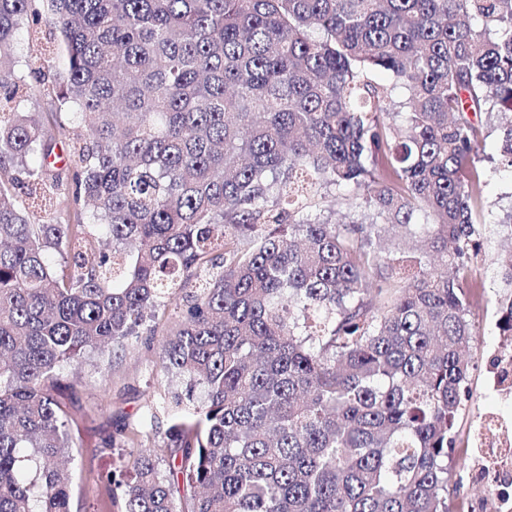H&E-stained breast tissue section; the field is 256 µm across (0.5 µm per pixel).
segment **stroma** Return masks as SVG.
Wrapping results in <instances>:
<instances>
[{
  "label": "stroma",
  "instance_id": "35a3bbf8",
  "mask_svg": "<svg viewBox=\"0 0 512 512\" xmlns=\"http://www.w3.org/2000/svg\"><path fill=\"white\" fill-rule=\"evenodd\" d=\"M507 244L502 236H488L476 261L483 295L473 305L472 312L480 336L471 350L474 361L470 376L472 396L456 424V455L450 477L458 483L460 492L453 500V512H488V485L472 473L477 458L475 448L468 446L465 436L469 422L485 408L512 417V403L498 400L492 392L490 373L495 351L506 343L496 326L499 318L496 296L501 285L491 261ZM157 352V344L142 342L106 355L90 351L59 371L62 390L77 408L70 424L74 440L70 468L72 495L82 512H105L106 478L121 470L118 455L100 448L105 432L117 422L137 427L149 404L154 405L159 418L167 416L164 385L155 375Z\"/></svg>",
  "mask_w": 512,
  "mask_h": 512
}]
</instances>
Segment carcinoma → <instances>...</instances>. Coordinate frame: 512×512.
Listing matches in <instances>:
<instances>
[{"mask_svg":"<svg viewBox=\"0 0 512 512\" xmlns=\"http://www.w3.org/2000/svg\"><path fill=\"white\" fill-rule=\"evenodd\" d=\"M41 18L51 127L15 72ZM2 102L0 512H80L56 370L171 306L172 414L141 425L169 469L106 433L113 512H451L473 259L512 240L478 159L491 137L512 172V0H0ZM493 264L512 337V248Z\"/></svg>","mask_w":512,"mask_h":512,"instance_id":"carcinoma-1","label":"carcinoma"}]
</instances>
